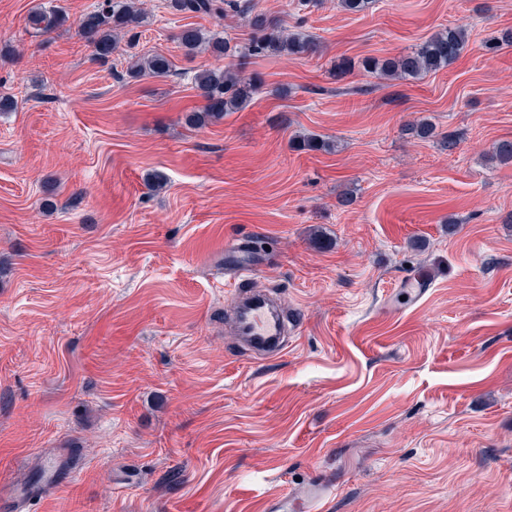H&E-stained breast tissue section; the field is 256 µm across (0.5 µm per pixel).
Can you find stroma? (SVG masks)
Wrapping results in <instances>:
<instances>
[{"instance_id":"1","label":"stroma","mask_w":512,"mask_h":512,"mask_svg":"<svg viewBox=\"0 0 512 512\" xmlns=\"http://www.w3.org/2000/svg\"><path fill=\"white\" fill-rule=\"evenodd\" d=\"M142 2L135 45L100 63L75 27L98 0H0V491L58 459L72 479L23 512H264L324 476L326 512H512V164L490 159L512 47L487 48L512 0H255L320 51L251 59V101L202 128L193 77L225 60L179 35L249 30ZM38 7L69 26L36 32ZM449 27L468 42L447 68L361 65ZM134 51L172 74L127 78ZM309 134L332 151L295 148ZM241 237L252 287L299 316L275 357L224 333Z\"/></svg>"}]
</instances>
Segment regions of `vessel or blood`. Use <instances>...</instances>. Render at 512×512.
Instances as JSON below:
<instances>
[{"label": "vessel or blood", "mask_w": 512, "mask_h": 512, "mask_svg": "<svg viewBox=\"0 0 512 512\" xmlns=\"http://www.w3.org/2000/svg\"><path fill=\"white\" fill-rule=\"evenodd\" d=\"M224 265L234 271L235 286L231 291L233 315L231 329L247 345L265 355H275L283 349L286 321L277 303L271 298L246 290L256 265L239 241L224 247ZM336 485L327 479L311 482L304 495L285 494L268 498L265 512H325L334 497Z\"/></svg>", "instance_id": "b4317fda"}]
</instances>
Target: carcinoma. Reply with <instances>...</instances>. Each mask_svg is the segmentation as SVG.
<instances>
[{"label":"carcinoma","mask_w":512,"mask_h":512,"mask_svg":"<svg viewBox=\"0 0 512 512\" xmlns=\"http://www.w3.org/2000/svg\"><path fill=\"white\" fill-rule=\"evenodd\" d=\"M138 0H101L97 10L79 19V35L94 49V56L105 60L112 55L114 45L127 36L136 38L143 13ZM168 7L177 14H198L223 18L236 16L250 30L248 53L242 54L225 39L197 28H186L179 36L185 55L193 57L207 50L228 59L222 67H205L195 75V84L206 101L204 108L187 116L192 126L224 118L227 112H237L250 102L257 91V79L244 77L246 57H263L272 53L313 55L320 46L306 36L281 30L265 13L256 10L253 0H168ZM28 25L43 33L63 28L68 17L56 9L40 8L31 13ZM467 36L460 28H444L435 32L417 49L394 58L368 59L365 69L389 80H407L424 73L448 67L464 50ZM172 72L171 61L160 54L138 56L128 63L127 76L164 77Z\"/></svg>","instance_id":"1"}]
</instances>
